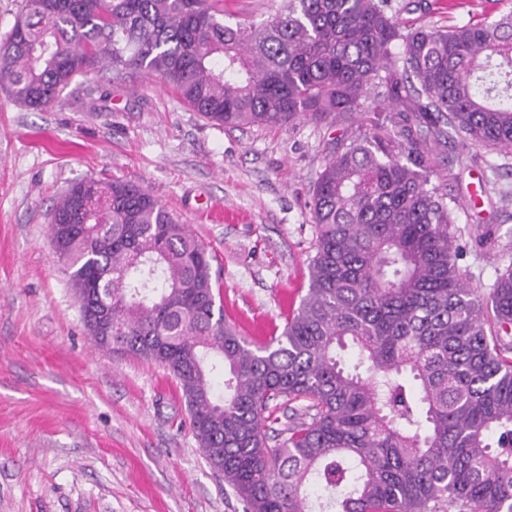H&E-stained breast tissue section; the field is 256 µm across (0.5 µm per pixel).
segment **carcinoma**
Returning a JSON list of instances; mask_svg holds the SVG:
<instances>
[{
  "label": "carcinoma",
  "instance_id": "cac0c4a2",
  "mask_svg": "<svg viewBox=\"0 0 512 512\" xmlns=\"http://www.w3.org/2000/svg\"><path fill=\"white\" fill-rule=\"evenodd\" d=\"M222 15L216 0H24L0 42V87L33 109L99 68L155 76L231 128L385 113L317 175L308 290L260 348L224 321L187 225L133 182L74 183L50 237L84 323L112 322L95 343L173 374L243 512H512V268L477 299L459 203L428 162L456 139L512 153V10L410 28L389 0ZM291 403L309 421L282 429Z\"/></svg>",
  "mask_w": 512,
  "mask_h": 512
}]
</instances>
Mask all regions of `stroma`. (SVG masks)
<instances>
[{
	"instance_id": "1",
	"label": "stroma",
	"mask_w": 512,
	"mask_h": 512,
	"mask_svg": "<svg viewBox=\"0 0 512 512\" xmlns=\"http://www.w3.org/2000/svg\"><path fill=\"white\" fill-rule=\"evenodd\" d=\"M407 25H464L512 0H426ZM364 114L230 129L158 79L89 70L37 111L0 89V512H242L185 423L162 365L95 345L50 212L74 182L132 181L215 254L224 318L255 344L298 310L318 173ZM432 183L464 204L459 265L477 296L512 267V155L449 144Z\"/></svg>"
}]
</instances>
